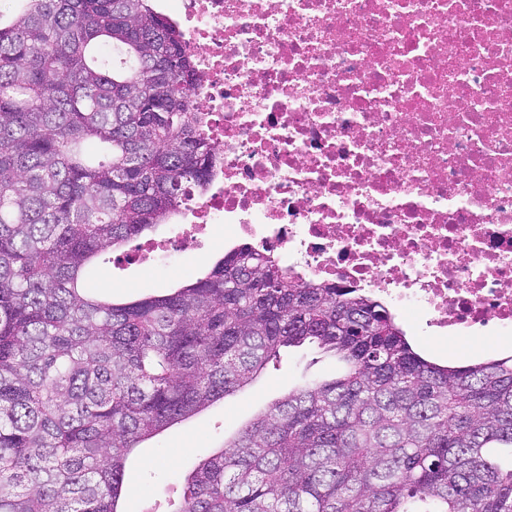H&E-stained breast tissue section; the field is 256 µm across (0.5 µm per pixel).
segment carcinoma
<instances>
[{"label":"carcinoma","mask_w":512,"mask_h":512,"mask_svg":"<svg viewBox=\"0 0 512 512\" xmlns=\"http://www.w3.org/2000/svg\"><path fill=\"white\" fill-rule=\"evenodd\" d=\"M0 11V512H120L139 444L251 383L283 347L345 364L185 478L169 512H512V355L417 352L353 288L241 245L170 293L89 287L105 254L208 183L197 73L154 0Z\"/></svg>","instance_id":"1"}]
</instances>
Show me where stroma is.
Returning <instances> with one entry per match:
<instances>
[{
	"label": "stroma",
	"mask_w": 512,
	"mask_h": 512,
	"mask_svg": "<svg viewBox=\"0 0 512 512\" xmlns=\"http://www.w3.org/2000/svg\"><path fill=\"white\" fill-rule=\"evenodd\" d=\"M223 235V225H211L209 235L201 241L188 240L169 251L164 264L124 260L97 263L89 285L117 301L164 294L173 283L201 272L211 239ZM401 324L424 353L454 365H465L494 353L490 341L441 344L413 320L405 318ZM339 368L335 357L318 353L310 345L283 349L278 361L268 364L250 385L142 442L126 464L123 512H166L172 488L181 484L200 459L221 448L225 438L289 389L335 378Z\"/></svg>",
	"instance_id": "35a3bbf8"
}]
</instances>
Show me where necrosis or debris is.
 I'll return each instance as SVG.
<instances>
[{
  "label": "necrosis or debris",
  "instance_id": "4bbe7bcc",
  "mask_svg": "<svg viewBox=\"0 0 512 512\" xmlns=\"http://www.w3.org/2000/svg\"><path fill=\"white\" fill-rule=\"evenodd\" d=\"M213 176L177 216L439 335L512 339V0H163Z\"/></svg>",
  "mask_w": 512,
  "mask_h": 512
}]
</instances>
